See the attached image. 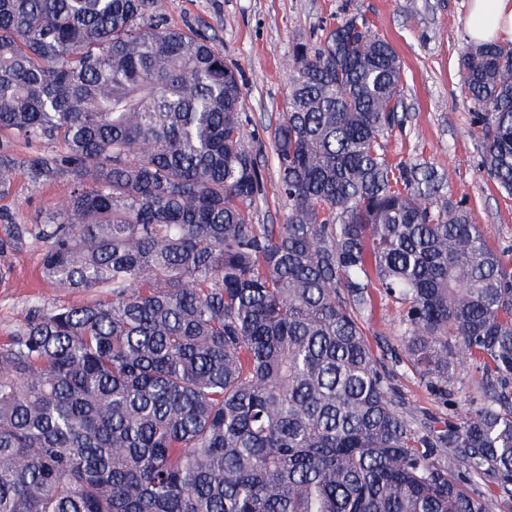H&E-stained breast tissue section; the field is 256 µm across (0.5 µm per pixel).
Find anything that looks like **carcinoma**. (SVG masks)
<instances>
[{
	"label": "carcinoma",
	"mask_w": 512,
	"mask_h": 512,
	"mask_svg": "<svg viewBox=\"0 0 512 512\" xmlns=\"http://www.w3.org/2000/svg\"><path fill=\"white\" fill-rule=\"evenodd\" d=\"M482 164L512 195V49L467 45ZM401 62L346 13L293 51L270 132L282 224H255L260 149L236 68L159 0H0V137L60 148L19 171L70 194L37 236L44 277L100 297L36 309L0 344V512L512 509V248L443 174L392 159ZM457 405L408 416L366 338ZM400 314L401 305L386 300L376 311L366 331L373 353L394 373V385L403 397L409 414L419 419L446 418L454 416V412L460 414L474 406L471 400L478 396L482 371L472 361L465 362L459 368L458 405L454 409H449L446 403L431 393L405 363L395 362L393 349H398Z\"/></svg>",
	"instance_id": "obj_1"
}]
</instances>
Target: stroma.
Instances as JSON below:
<instances>
[{"label":"stroma","instance_id":"1","mask_svg":"<svg viewBox=\"0 0 512 512\" xmlns=\"http://www.w3.org/2000/svg\"><path fill=\"white\" fill-rule=\"evenodd\" d=\"M169 27L204 32L242 81V107L249 126L268 139L267 128L287 108L290 66L297 42L313 40L346 13L364 15L397 52L403 67L400 125L388 140L395 158L423 160L448 177L446 197L465 200L474 223L496 247L512 245V197L502 194L482 168L481 144L472 125V107L459 72L470 39L461 19L468 0H162ZM266 197L253 221L284 223L288 206L278 190L270 147H263ZM70 193L68 180L50 184L19 174L0 191V343L38 307L71 306L84 293L56 288L43 279L44 245L36 236L47 209ZM401 306L388 300L367 332L375 356L394 374V385L410 415L446 418L464 412L478 394L482 372L473 362L458 371V405L449 409L406 364L396 362Z\"/></svg>","mask_w":512,"mask_h":512}]
</instances>
